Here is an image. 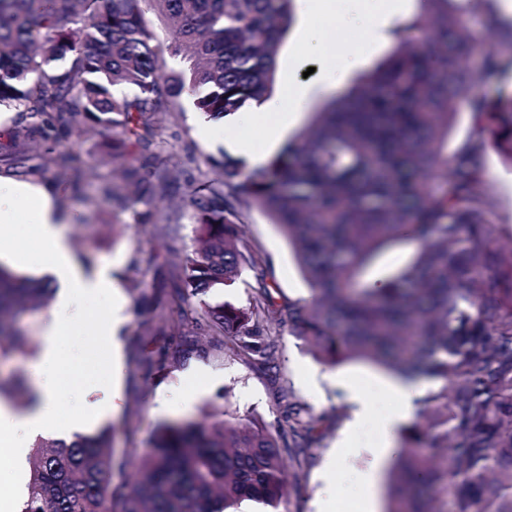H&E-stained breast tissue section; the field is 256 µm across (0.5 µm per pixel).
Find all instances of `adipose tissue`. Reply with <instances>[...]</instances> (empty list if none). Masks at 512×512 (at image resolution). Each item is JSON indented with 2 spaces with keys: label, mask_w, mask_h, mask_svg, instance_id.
I'll use <instances>...</instances> for the list:
<instances>
[{
  "label": "adipose tissue",
  "mask_w": 512,
  "mask_h": 512,
  "mask_svg": "<svg viewBox=\"0 0 512 512\" xmlns=\"http://www.w3.org/2000/svg\"><path fill=\"white\" fill-rule=\"evenodd\" d=\"M307 88L292 85L276 98L263 101L244 112L242 121L247 125H262L268 131L269 144H276L282 137L297 105L307 97ZM29 216L37 225L41 248L38 256H30L23 250L0 252L4 260L34 270L53 278L58 287V311L54 328L47 332L38 365L44 370H56L61 359L58 341L67 334L75 302L86 296L107 295L112 299V318L100 328L104 341H114L122 328L125 301L116 280L111 279L108 269L85 273L73 257L64 230L67 217L55 206L51 193L42 185L0 177V224H16L21 216ZM385 389L397 401L396 409L387 416L382 432L384 446L376 449L371 468L364 475V512H377L378 487L393 453L391 439L400 423L414 410L415 400L422 388L421 383H406L397 378L384 380ZM39 399L29 410L16 412L9 406L0 405V444L12 450L11 467L0 474V512H13L12 499L15 470L24 462L30 443L38 436L52 435L69 440L73 430L89 425V418L80 411L71 413L65 421H58L54 407L63 391L56 385H38Z\"/></svg>",
  "instance_id": "obj_1"
}]
</instances>
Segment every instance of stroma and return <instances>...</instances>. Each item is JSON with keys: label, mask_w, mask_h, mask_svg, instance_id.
<instances>
[{"label": "stroma", "mask_w": 512, "mask_h": 512, "mask_svg": "<svg viewBox=\"0 0 512 512\" xmlns=\"http://www.w3.org/2000/svg\"><path fill=\"white\" fill-rule=\"evenodd\" d=\"M341 0H321L319 9L309 12L305 0H295L296 20L282 42L277 54L276 87L286 84L307 85L311 93L299 108L289 135L298 134L310 121L313 112L348 91L359 72H348L336 89L315 88L314 77L307 68L317 60L309 51L312 36L323 35L329 19L337 17ZM206 118L197 112L192 101L182 103V110L170 119L159 132L162 158H173L179 181L199 178L200 174H215L224 161L223 145L205 140L199 133ZM101 134L89 133L83 146L76 150L68 167L57 175L40 177L39 182L52 189L58 209L71 218L66 227L74 253L90 256L86 272L120 260L116 274L119 286H126L133 277L156 284L169 280L146 264L148 253L161 250L175 252L189 244L191 226L180 223L176 232L162 240L147 241L140 236L133 211L113 208L99 192V176H111L134 165L133 160L112 159L103 152ZM484 162L499 198V222L512 227V168L503 164L495 151H486ZM241 222L245 236L261 251L272 272L275 299L299 300L308 297L309 287L302 278L287 239L277 227L257 209L242 211ZM126 322L119 336L124 357H131L136 345H143L146 354L174 353L179 341L177 334L136 336L138 300L132 294L124 296ZM112 316L111 303L92 306L80 304L68 336L61 341L62 373L72 378L63 401L56 409L58 418L67 417L77 409H89L91 402L103 399L111 390V381L104 372L112 362L111 347L98 336L101 323ZM277 353L281 367L279 379H271L253 370L223 350L210 349L201 357L187 361L175 371L155 368L131 371L123 368L120 412L111 414V421L127 418L138 441L139 450H146L156 426L168 417L197 420L203 409L212 407L219 412L251 413L259 427L273 436H287L288 429L280 425V402L283 390H291L296 398L312 405L316 412L334 418L336 412L344 417L333 435L307 452L308 462L298 472L289 488L285 504L287 512H319L323 503H330L333 512H340L344 502L358 504L361 496V475L375 448L381 447L382 435L364 437L354 425L358 409L353 399L360 393L366 397L380 394L378 384L384 373L363 360H350L336 367L319 363L307 350L288 335L280 336ZM191 399L188 410H180L183 399ZM174 407V415L164 414V407Z\"/></svg>", "instance_id": "35a3bbf8"}]
</instances>
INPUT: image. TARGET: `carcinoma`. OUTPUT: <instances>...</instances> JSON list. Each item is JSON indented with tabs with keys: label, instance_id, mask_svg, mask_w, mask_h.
Instances as JSON below:
<instances>
[{
	"label": "carcinoma",
	"instance_id": "carcinoma-1",
	"mask_svg": "<svg viewBox=\"0 0 512 512\" xmlns=\"http://www.w3.org/2000/svg\"><path fill=\"white\" fill-rule=\"evenodd\" d=\"M424 12L394 30L392 54L332 100L261 168L224 156L213 178L180 183L156 137L179 111L228 117L273 89L275 60L294 21V0H0V112L15 114L21 167H63L92 123L112 134L115 157L134 155L118 192L148 239L172 225L158 202L178 198L192 224L176 253L172 301L155 295L151 333L180 334L177 350L131 364L172 369L204 352L207 336L245 364L280 370L277 336L288 330L323 364L363 359L390 375L439 386L418 400L399 433L384 512H512V231L497 222L483 154L512 163V31L494 37L469 15L489 0H422ZM165 49L190 52L165 71ZM465 144L448 152L457 117ZM40 136L41 150L28 154ZM239 186L246 199L229 192ZM257 207L292 246L306 299L276 301L273 277L240 231V208ZM413 254L374 285L364 272L383 253ZM245 288L247 303H210ZM53 288L0 263V356L36 347L16 316L46 306ZM29 407L22 378L0 380V400ZM280 418L288 441L243 419L158 426L149 449L120 451L112 422L70 443L40 438L29 455L19 512H236L253 500L280 512L290 468L330 432L325 416L288 392ZM420 447L441 448L432 461Z\"/></svg>",
	"mask_w": 512,
	"mask_h": 512
}]
</instances>
